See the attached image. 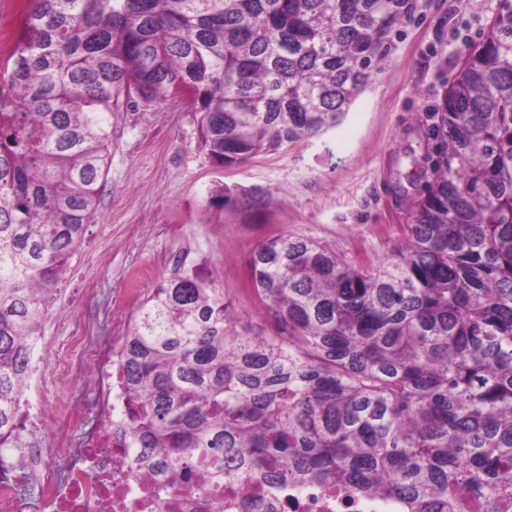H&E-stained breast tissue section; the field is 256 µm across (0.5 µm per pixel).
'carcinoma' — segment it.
<instances>
[{
	"label": "carcinoma",
	"mask_w": 512,
	"mask_h": 512,
	"mask_svg": "<svg viewBox=\"0 0 512 512\" xmlns=\"http://www.w3.org/2000/svg\"><path fill=\"white\" fill-rule=\"evenodd\" d=\"M411 0H34L0 57V433L28 349L109 172L110 116L184 85L229 167L341 124ZM424 135V194L389 263L300 236L248 261L277 333L176 267L122 337L129 415L157 474L335 480L411 512L512 503V15L469 47Z\"/></svg>",
	"instance_id": "carcinoma-1"
}]
</instances>
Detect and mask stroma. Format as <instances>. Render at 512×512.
Instances as JSON below:
<instances>
[{
	"label": "stroma",
	"mask_w": 512,
	"mask_h": 512,
	"mask_svg": "<svg viewBox=\"0 0 512 512\" xmlns=\"http://www.w3.org/2000/svg\"><path fill=\"white\" fill-rule=\"evenodd\" d=\"M499 5L413 0L339 126L232 167L200 149L199 115L180 98L114 112L98 210L43 328L47 367L76 358L80 337L119 342L179 263L209 274L241 321L272 334L248 276L260 244L304 236L356 266L392 259L421 194L428 115Z\"/></svg>",
	"instance_id": "1"
}]
</instances>
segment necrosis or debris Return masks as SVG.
I'll return each mask as SVG.
<instances>
[{
    "label": "necrosis or debris",
    "instance_id": "4bbe7bcc",
    "mask_svg": "<svg viewBox=\"0 0 512 512\" xmlns=\"http://www.w3.org/2000/svg\"><path fill=\"white\" fill-rule=\"evenodd\" d=\"M118 348L83 337L80 356L64 372L87 377V397L102 427L73 446L53 422L34 381L53 387L39 345L17 405L18 427L0 443V512H405L390 495L359 496L331 481L303 486L263 480L221 479L196 470L191 482L144 475L127 448H113L104 428L125 417L127 397L117 382Z\"/></svg>",
    "mask_w": 512,
    "mask_h": 512
}]
</instances>
